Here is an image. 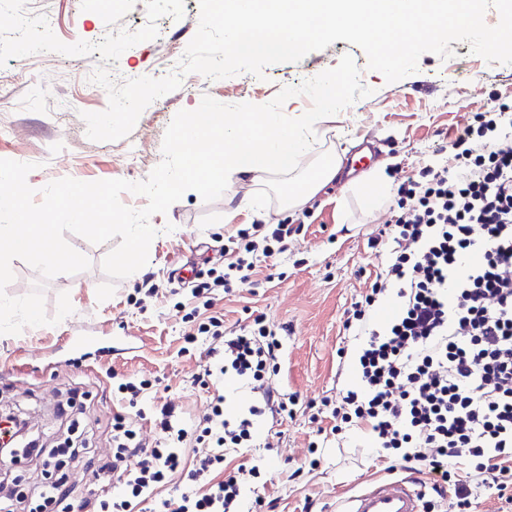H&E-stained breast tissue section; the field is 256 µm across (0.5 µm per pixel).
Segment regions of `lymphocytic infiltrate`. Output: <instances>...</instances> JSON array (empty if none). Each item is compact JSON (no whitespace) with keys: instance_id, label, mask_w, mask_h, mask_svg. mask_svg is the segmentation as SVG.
Masks as SVG:
<instances>
[{"instance_id":"lymphocytic-infiltrate-1","label":"lymphocytic infiltrate","mask_w":512,"mask_h":512,"mask_svg":"<svg viewBox=\"0 0 512 512\" xmlns=\"http://www.w3.org/2000/svg\"><path fill=\"white\" fill-rule=\"evenodd\" d=\"M449 148L450 163L409 183L412 206L371 241L383 246L384 265L344 323L362 339L361 387L346 391L332 414L425 474L438 496L450 493L457 505L473 506L474 478L483 475L497 490V512H512V147L501 139L500 113L490 110L478 126H464ZM294 232L291 224L269 232L260 224L238 229L228 238L235 261L193 285L192 298L208 308L214 289L250 284L259 258L271 257L274 245ZM390 293L396 314L377 326L370 312ZM201 336L211 340L204 377L234 375L250 385L253 404L228 418L223 393H213L208 413L189 429L174 405H157L160 448L148 447L125 416L113 417L112 459L93 475H117L121 494L78 501L58 477L41 492L52 512H135L172 481L189 437L198 449L188 477L203 491L163 501L165 512H238L243 477L232 470L217 480L214 470L223 468L225 451L250 446L261 420L287 417L296 398L267 381L281 342L263 316L229 332L211 316L186 341Z\"/></svg>"}]
</instances>
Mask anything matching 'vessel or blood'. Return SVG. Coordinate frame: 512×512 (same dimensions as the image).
Listing matches in <instances>:
<instances>
[{
	"label": "vessel or blood",
	"instance_id": "1",
	"mask_svg": "<svg viewBox=\"0 0 512 512\" xmlns=\"http://www.w3.org/2000/svg\"><path fill=\"white\" fill-rule=\"evenodd\" d=\"M423 485L415 477L371 481L337 501L334 512H423Z\"/></svg>",
	"mask_w": 512,
	"mask_h": 512
}]
</instances>
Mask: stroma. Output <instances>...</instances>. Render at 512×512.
Wrapping results in <instances>:
<instances>
[{
    "label": "stroma",
    "instance_id": "1",
    "mask_svg": "<svg viewBox=\"0 0 512 512\" xmlns=\"http://www.w3.org/2000/svg\"><path fill=\"white\" fill-rule=\"evenodd\" d=\"M199 16V0H123L116 13L100 0H0V159L32 164L27 182L35 201H42L48 183L64 177L146 180L163 159L164 133L176 113L196 109L206 95L227 105L265 104L282 87L335 67L346 54L371 94L326 117L317 127L313 150L295 168L244 181L236 193H223L209 204L189 191L167 213L153 215L157 235L148 264L117 281L106 301H98L96 290L107 280L101 263L112 243L93 244L67 234V242L91 266L46 282L25 261L13 260L9 296L27 295L40 282L47 314H55L63 292L74 311L53 326L0 335V413L31 421L46 447L79 436L100 457L112 452L117 412L135 418L137 409L168 401L184 423H192L206 412L211 397L195 382L207 344L198 342L191 355L182 351L185 333L197 325L183 320L176 308L190 292L179 289L172 295V288H179L175 269L199 262L224 269L234 260L224 240L235 229L294 224L298 231L287 250L267 258L252 284L235 295L215 293L209 310L229 330L239 329L250 310L264 315L271 327H287L279 371L269 383L297 397L292 417L263 422L255 448L227 453L225 463L231 470L260 466L271 512H333L338 498L365 481L406 473L373 452L358 433L350 434L343 448L309 449L318 429L333 425L320 410L322 400L339 401L341 391L357 383V342L343 322L381 269L383 258L368 240L397 211L401 183L446 163V146L457 125L492 109L512 121V64L487 62L471 53L469 43L456 42L452 57L422 54L415 73L389 83L368 69L360 47L338 40L299 61L266 65L258 76L183 75L178 89L144 109L128 136L111 142L89 139L83 113L108 105L106 90L91 81L96 69L105 68L118 83L178 72ZM147 21L155 30L149 39L142 34ZM330 159L342 164L336 179L304 206H289V186ZM380 177L385 187L368 196L365 182ZM244 196L251 206H240ZM228 212L234 215L229 223L224 220ZM146 280L156 285L155 294L141 292ZM115 375L151 380L157 394L138 407L119 408L111 393ZM77 383L87 392L82 408L58 416V406ZM42 481L39 458L0 461V483L14 490L23 507L38 503Z\"/></svg>",
    "mask_w": 512,
    "mask_h": 512
}]
</instances>
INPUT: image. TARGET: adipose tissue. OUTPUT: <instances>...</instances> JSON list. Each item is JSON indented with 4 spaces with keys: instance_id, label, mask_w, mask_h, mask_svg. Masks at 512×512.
<instances>
[{
    "instance_id": "adipose-tissue-1",
    "label": "adipose tissue",
    "mask_w": 512,
    "mask_h": 512,
    "mask_svg": "<svg viewBox=\"0 0 512 512\" xmlns=\"http://www.w3.org/2000/svg\"><path fill=\"white\" fill-rule=\"evenodd\" d=\"M177 139L184 146L183 177L203 188L220 180L229 191L242 178L292 167L308 149L293 128L270 122L263 112L225 119L199 112L179 129ZM200 141L210 144L209 154L194 151Z\"/></svg>"
}]
</instances>
